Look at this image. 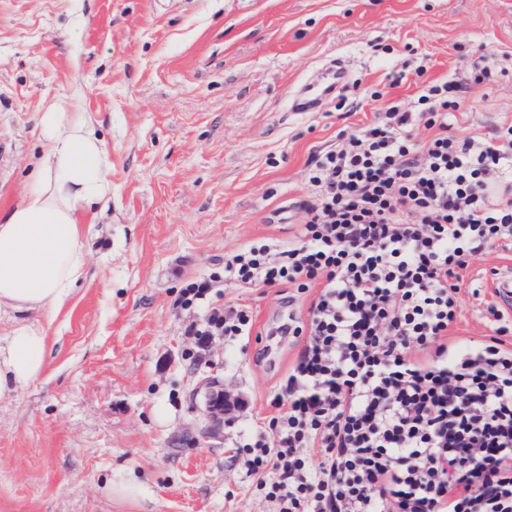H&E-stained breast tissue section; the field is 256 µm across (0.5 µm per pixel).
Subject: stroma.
Here are the masks:
<instances>
[{
    "mask_svg": "<svg viewBox=\"0 0 512 512\" xmlns=\"http://www.w3.org/2000/svg\"><path fill=\"white\" fill-rule=\"evenodd\" d=\"M482 56L505 74L466 93L455 129L470 135L512 122V0H0V216L57 98L94 121L112 181L85 277L34 316L43 374L0 401V512H277L236 444L274 415L307 343L274 328L306 319L318 291L225 283L224 257L292 239L316 154ZM337 68L342 89L320 94ZM302 93L314 111H292ZM510 266L497 247L462 271L481 294L464 295L449 345L488 339L486 279ZM202 280L210 301L251 309L250 335L199 342L204 307L175 300ZM210 374L247 404L201 446L193 390ZM121 480L139 494L112 496Z\"/></svg>",
    "mask_w": 512,
    "mask_h": 512,
    "instance_id": "stroma-1",
    "label": "stroma"
}]
</instances>
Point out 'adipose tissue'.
<instances>
[{
	"label": "adipose tissue",
	"instance_id": "1",
	"mask_svg": "<svg viewBox=\"0 0 512 512\" xmlns=\"http://www.w3.org/2000/svg\"><path fill=\"white\" fill-rule=\"evenodd\" d=\"M44 151L32 190L0 218V310L15 311L0 336V399L35 381L46 366V336L28 312L60 308L88 263L82 214L106 208L109 156L93 122L63 101L38 115Z\"/></svg>",
	"mask_w": 512,
	"mask_h": 512
}]
</instances>
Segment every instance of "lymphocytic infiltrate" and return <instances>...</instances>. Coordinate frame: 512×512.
Here are the masks:
<instances>
[{
	"label": "lymphocytic infiltrate",
	"mask_w": 512,
	"mask_h": 512,
	"mask_svg": "<svg viewBox=\"0 0 512 512\" xmlns=\"http://www.w3.org/2000/svg\"><path fill=\"white\" fill-rule=\"evenodd\" d=\"M492 73L470 62L463 78L344 134L306 172L311 201L293 239L224 257L225 280L241 287L319 291L306 321L288 322L308 343L276 415L239 442L279 512H512V322L494 308L482 347L444 341L460 270L512 244V125L472 137L451 123ZM207 296L193 282L177 299L207 303L199 336L250 334L249 309Z\"/></svg>",
	"instance_id": "f902f5d3"
}]
</instances>
